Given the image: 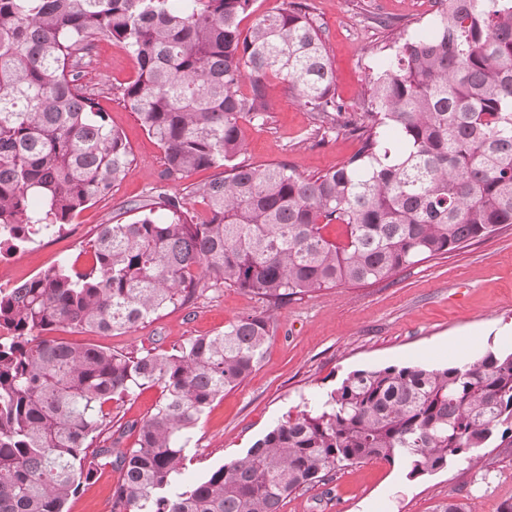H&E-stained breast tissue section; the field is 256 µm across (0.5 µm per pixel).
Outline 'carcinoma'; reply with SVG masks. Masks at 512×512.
I'll list each match as a JSON object with an SVG mask.
<instances>
[{
    "label": "carcinoma",
    "mask_w": 512,
    "mask_h": 512,
    "mask_svg": "<svg viewBox=\"0 0 512 512\" xmlns=\"http://www.w3.org/2000/svg\"><path fill=\"white\" fill-rule=\"evenodd\" d=\"M253 2L0 0L7 249L60 232L133 172L128 143L82 83L100 39L135 59L119 95L165 160L131 222L100 225L89 267L63 262L0 294V512H65L112 456L104 407L155 385L159 404L116 459L115 512H280L334 468L397 460L416 479L472 466L494 441L512 447V350L489 349L463 365L354 370L184 488L193 430L255 371L271 316L171 350L54 336L125 334L218 284L276 307L386 279L512 224V0H436L431 25L398 31L354 127L360 149L316 179L239 161L241 122L262 125L271 111V77L319 131L346 111L308 0H282L245 30ZM199 169L216 170L191 190L208 207L202 222L168 190ZM333 222L339 242L322 234Z\"/></svg>",
    "instance_id": "cac0c4a2"
}]
</instances>
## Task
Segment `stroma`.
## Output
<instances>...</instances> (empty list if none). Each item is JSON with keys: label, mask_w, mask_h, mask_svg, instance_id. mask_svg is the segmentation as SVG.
I'll use <instances>...</instances> for the list:
<instances>
[{"label": "stroma", "mask_w": 512, "mask_h": 512, "mask_svg": "<svg viewBox=\"0 0 512 512\" xmlns=\"http://www.w3.org/2000/svg\"><path fill=\"white\" fill-rule=\"evenodd\" d=\"M336 69V96L346 128L319 138L314 113L292 101L286 84L272 78V112L264 124L243 123L246 163H285L311 177L339 166L360 147L359 125L369 79L384 56L391 31L371 23L390 17L416 31L433 18L425 0H310ZM136 66L119 43L100 41L85 68L84 84L100 95L115 129L126 138L133 172L77 215L57 235L31 243L9 270L16 283L59 263L85 269L99 225L129 221L127 209L143 199L164 168L160 144L140 126L113 87L135 78ZM272 313L274 330L252 375L218 396L189 445L191 462L181 477L189 487L244 455L277 423L297 413L351 371L386 365L452 366L489 348L512 349V225L495 235L399 271L372 284H339L268 309L252 294L226 285L208 289L193 304L170 308L150 323L118 336L73 333L69 339L111 349L171 348L190 337L213 335L236 319ZM161 399L153 386L112 405V423L142 421ZM476 466L451 465L425 479L407 481L399 463L371 459L327 472L286 499L281 512H434L445 500L473 512H498L512 501V447L478 449ZM120 473L101 466L91 484L66 504V512H112Z\"/></svg>", "instance_id": "35a3bbf8"}]
</instances>
